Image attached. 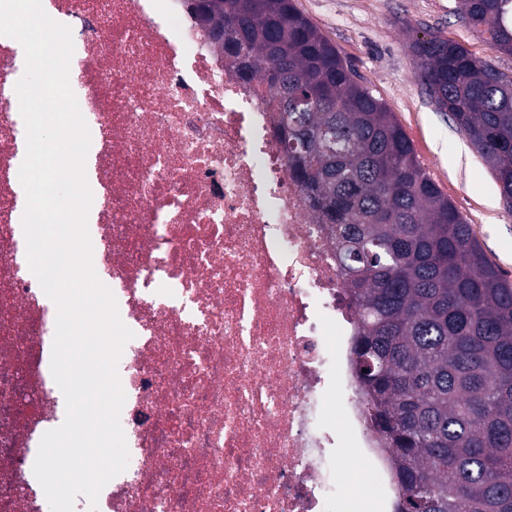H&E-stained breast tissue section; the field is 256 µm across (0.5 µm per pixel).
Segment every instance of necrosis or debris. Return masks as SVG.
Listing matches in <instances>:
<instances>
[{
  "label": "necrosis or debris",
  "mask_w": 512,
  "mask_h": 512,
  "mask_svg": "<svg viewBox=\"0 0 512 512\" xmlns=\"http://www.w3.org/2000/svg\"><path fill=\"white\" fill-rule=\"evenodd\" d=\"M42 6L72 32L69 82L97 135L93 266L134 333L118 362L129 464L74 512H336L345 436L394 512L334 227L292 177L268 86L240 79L184 0ZM20 69L0 36V512H50L33 465L66 405L18 219Z\"/></svg>",
  "instance_id": "4bbe7bcc"
}]
</instances>
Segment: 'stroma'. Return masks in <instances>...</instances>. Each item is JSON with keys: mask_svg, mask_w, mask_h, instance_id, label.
<instances>
[{"mask_svg": "<svg viewBox=\"0 0 512 512\" xmlns=\"http://www.w3.org/2000/svg\"><path fill=\"white\" fill-rule=\"evenodd\" d=\"M393 112L418 161L477 233L487 258L512 282V213L489 168L450 115L437 111L416 73L413 44L439 33L512 75V55L490 50L484 34L458 16V0H294ZM336 482L359 512H371L359 481L368 462L344 444Z\"/></svg>", "mask_w": 512, "mask_h": 512, "instance_id": "1", "label": "stroma"}]
</instances>
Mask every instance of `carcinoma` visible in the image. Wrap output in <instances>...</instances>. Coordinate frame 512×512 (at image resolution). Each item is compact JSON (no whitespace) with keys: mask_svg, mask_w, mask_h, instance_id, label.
Wrapping results in <instances>:
<instances>
[{"mask_svg":"<svg viewBox=\"0 0 512 512\" xmlns=\"http://www.w3.org/2000/svg\"><path fill=\"white\" fill-rule=\"evenodd\" d=\"M239 76L264 73L296 181L336 226L365 416L392 450L396 512H512V286L392 112L293 0H187ZM512 55V0H459ZM418 77L512 211V76L433 34Z\"/></svg>","mask_w":512,"mask_h":512,"instance_id":"carcinoma-1","label":"carcinoma"}]
</instances>
